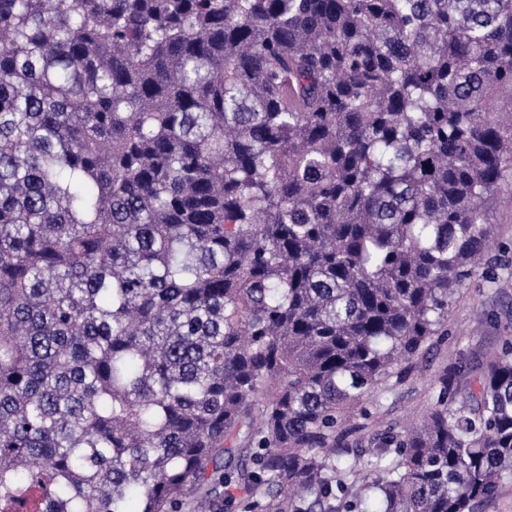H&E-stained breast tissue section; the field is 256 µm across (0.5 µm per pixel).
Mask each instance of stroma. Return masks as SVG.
<instances>
[{
  "instance_id": "1",
  "label": "stroma",
  "mask_w": 512,
  "mask_h": 512,
  "mask_svg": "<svg viewBox=\"0 0 512 512\" xmlns=\"http://www.w3.org/2000/svg\"><path fill=\"white\" fill-rule=\"evenodd\" d=\"M499 196L491 208L489 248L495 281L487 282L477 273L458 289L448 307L447 336L431 345L404 385L372 394L370 404L376 414L370 430L402 428L421 420L433 404L431 380L439 365L463 354H492L500 336L512 334V180L502 184Z\"/></svg>"
}]
</instances>
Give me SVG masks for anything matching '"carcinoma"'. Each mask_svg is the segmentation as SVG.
Segmentation results:
<instances>
[{"label":"carcinoma","mask_w":512,"mask_h":512,"mask_svg":"<svg viewBox=\"0 0 512 512\" xmlns=\"http://www.w3.org/2000/svg\"><path fill=\"white\" fill-rule=\"evenodd\" d=\"M512 178V0H0V512H475L512 336L368 439Z\"/></svg>","instance_id":"obj_1"}]
</instances>
